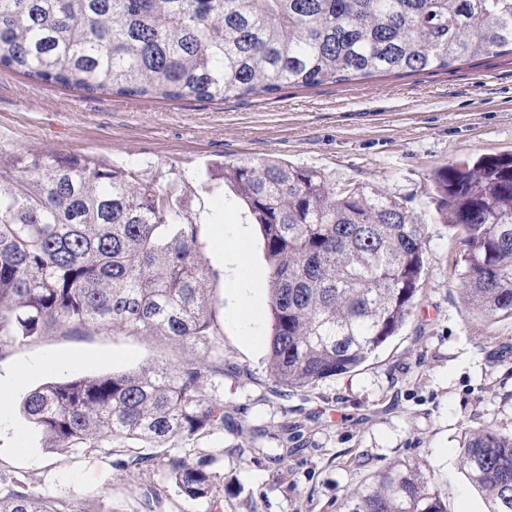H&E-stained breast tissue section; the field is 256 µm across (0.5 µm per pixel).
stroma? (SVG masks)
<instances>
[{
	"instance_id": "35a3bbf8",
	"label": "stroma",
	"mask_w": 512,
	"mask_h": 512,
	"mask_svg": "<svg viewBox=\"0 0 512 512\" xmlns=\"http://www.w3.org/2000/svg\"><path fill=\"white\" fill-rule=\"evenodd\" d=\"M512 151V56L487 54L449 69L381 75L306 88L289 85L261 97L201 101L83 96L0 69V152L75 154L146 177L181 175L184 211L198 226L211 270L224 375L203 392L227 417L210 435L167 449L204 464L214 501L185 498L161 463L121 467L123 448H48L19 411L0 420V491L13 479L76 512H144L147 485L164 488L161 512H339L344 494L388 463L420 464L446 494L448 512H487L457 450L466 433H512V320L485 330L465 308L452 274L459 244L448 234L436 173L470 157ZM277 157L321 170L337 187L360 184L392 196L427 225L424 287L399 332L357 371L280 396L266 370L269 268L247 207L225 186L224 164ZM245 229L250 262L246 294L257 321L239 323L227 265L212 225ZM257 337L254 345L246 337ZM186 351L163 339L89 328L50 333L0 356V372L51 357L64 368L32 374L27 389L61 377L132 371L175 363ZM22 453H13L15 442ZM287 449L279 464L264 455Z\"/></svg>"
}]
</instances>
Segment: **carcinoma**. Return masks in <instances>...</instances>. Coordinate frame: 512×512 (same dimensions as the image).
I'll return each mask as SVG.
<instances>
[{
  "label": "carcinoma",
  "instance_id": "carcinoma-1",
  "mask_svg": "<svg viewBox=\"0 0 512 512\" xmlns=\"http://www.w3.org/2000/svg\"><path fill=\"white\" fill-rule=\"evenodd\" d=\"M512 55V0H0V66L86 95L164 100L265 96L376 73L446 70ZM270 271L269 377L305 389L362 365L410 317L428 229L382 191L336 188L275 159L224 165ZM448 233L463 250L460 294L483 326L512 320V151L435 176ZM178 178L152 179L88 157L0 153V357L53 330L164 337L210 360L48 381L21 400L47 448H166L224 426L201 398L224 369L197 227L176 222ZM459 463L490 504L512 512V434L464 437ZM190 500L213 476L170 457ZM342 512H448L414 464L393 462L348 492ZM0 512H73L12 481Z\"/></svg>",
  "mask_w": 512,
  "mask_h": 512
}]
</instances>
